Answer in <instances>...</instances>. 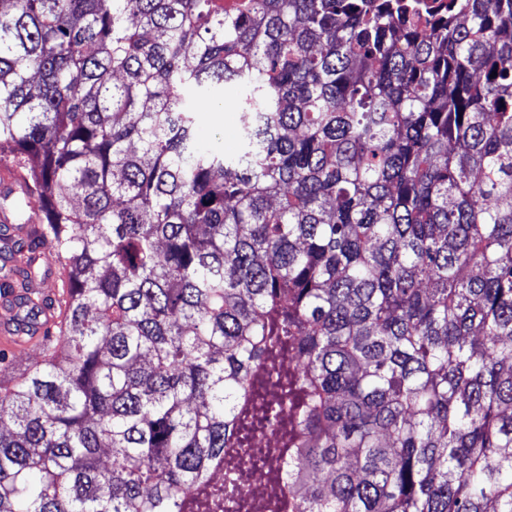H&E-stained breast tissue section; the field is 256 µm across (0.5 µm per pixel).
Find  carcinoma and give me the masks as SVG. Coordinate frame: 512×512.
Masks as SVG:
<instances>
[{
	"mask_svg": "<svg viewBox=\"0 0 512 512\" xmlns=\"http://www.w3.org/2000/svg\"><path fill=\"white\" fill-rule=\"evenodd\" d=\"M13 162L0 512H512V0H0ZM243 96L242 87L224 85L222 107L217 112H199L197 121L202 129L205 144L212 148H223L224 152L236 151L240 144L241 125L237 101ZM43 253L44 257L41 258V261L44 265L50 268L52 272L48 277L39 282L37 287L40 288L43 294L51 296L55 291H60L61 289L59 277L56 274H53V270L57 267L58 263L56 261L57 258L54 251L49 245L43 246ZM5 304L2 306L3 313L1 315V307H0V316H1V327H0V342L2 345L12 344L18 339L16 338L17 332L14 329V325L11 321H8V315L5 311ZM0 344V349H4L12 355V359L14 365L16 366H24L29 362L35 361L40 358L39 350L36 348L30 347L27 350H16L8 347H2ZM276 436V428L269 427L264 432L257 433L254 438V447L252 448L254 465L251 469L250 477L245 485L246 490L258 492L264 483V468H263V452L264 447H267Z\"/></svg>",
	"mask_w": 512,
	"mask_h": 512,
	"instance_id": "1",
	"label": "carcinoma"
}]
</instances>
